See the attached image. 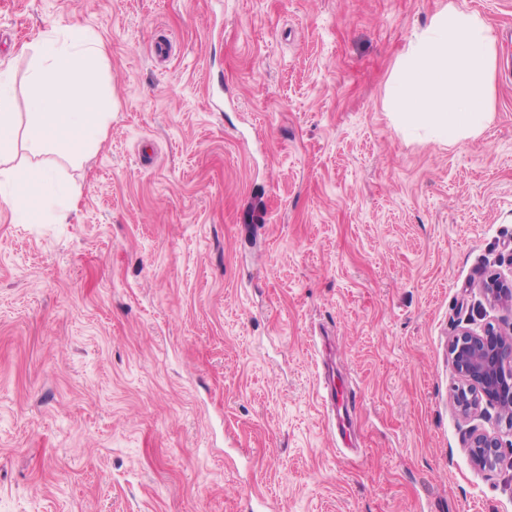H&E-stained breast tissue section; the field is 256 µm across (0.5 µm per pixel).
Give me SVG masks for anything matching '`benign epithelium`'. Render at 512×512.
Listing matches in <instances>:
<instances>
[{"label": "benign epithelium", "mask_w": 512, "mask_h": 512, "mask_svg": "<svg viewBox=\"0 0 512 512\" xmlns=\"http://www.w3.org/2000/svg\"><path fill=\"white\" fill-rule=\"evenodd\" d=\"M479 288L492 302L512 309V280L492 276ZM448 360L460 377L453 400L458 415L470 419L482 404L501 405L512 401V337L495 328L482 333L460 330L448 341ZM473 464L484 470L500 466L503 457L498 435L473 429L468 439Z\"/></svg>", "instance_id": "benign-epithelium-1"}]
</instances>
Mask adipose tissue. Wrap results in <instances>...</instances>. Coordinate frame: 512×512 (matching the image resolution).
<instances>
[{
  "label": "adipose tissue",
  "instance_id": "obj_1",
  "mask_svg": "<svg viewBox=\"0 0 512 512\" xmlns=\"http://www.w3.org/2000/svg\"><path fill=\"white\" fill-rule=\"evenodd\" d=\"M29 110L13 108L11 81L0 75V205L23 222L65 220L77 204L56 159L77 164L105 141L112 101L89 100L102 79L106 45L91 27L30 48ZM498 66L490 21L448 4L416 31L388 79L384 107L406 133L454 145L481 134L495 112ZM25 190H18V182Z\"/></svg>",
  "mask_w": 512,
  "mask_h": 512
}]
</instances>
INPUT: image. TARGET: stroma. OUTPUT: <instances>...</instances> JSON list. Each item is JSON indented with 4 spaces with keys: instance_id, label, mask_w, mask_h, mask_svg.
<instances>
[{
    "instance_id": "stroma-1",
    "label": "stroma",
    "mask_w": 512,
    "mask_h": 512,
    "mask_svg": "<svg viewBox=\"0 0 512 512\" xmlns=\"http://www.w3.org/2000/svg\"><path fill=\"white\" fill-rule=\"evenodd\" d=\"M488 18L495 119L448 147L383 110L412 33ZM116 107L65 223L0 208V512H512L448 360L512 330V0H0V71L72 25ZM169 47L157 56L154 47ZM356 391L336 445L317 379ZM479 288L492 302L505 305L512 309V280L502 279L499 276H491L483 281ZM468 448L473 464L480 469L495 470L503 460L502 442L496 434L473 429L469 435Z\"/></svg>"
}]
</instances>
